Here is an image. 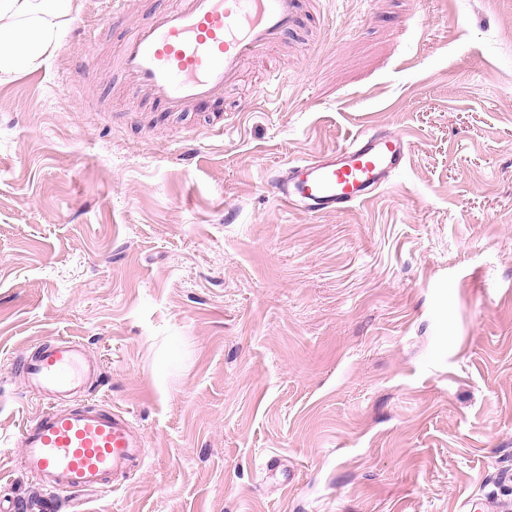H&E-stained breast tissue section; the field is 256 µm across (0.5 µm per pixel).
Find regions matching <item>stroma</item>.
Here are the masks:
<instances>
[{
  "mask_svg": "<svg viewBox=\"0 0 512 512\" xmlns=\"http://www.w3.org/2000/svg\"><path fill=\"white\" fill-rule=\"evenodd\" d=\"M163 4L84 0L0 84V512L512 503V0H321L233 111L178 118L114 59ZM362 127L409 144L386 185L278 202L270 173ZM56 338L143 438L118 487L58 496L16 464L45 404L16 365Z\"/></svg>",
  "mask_w": 512,
  "mask_h": 512,
  "instance_id": "35a3bbf8",
  "label": "stroma"
}]
</instances>
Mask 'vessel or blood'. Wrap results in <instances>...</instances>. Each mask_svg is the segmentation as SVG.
<instances>
[{"instance_id": "b4317fda", "label": "vessel or blood", "mask_w": 512, "mask_h": 512, "mask_svg": "<svg viewBox=\"0 0 512 512\" xmlns=\"http://www.w3.org/2000/svg\"><path fill=\"white\" fill-rule=\"evenodd\" d=\"M303 0H169L131 26L116 53L123 81L171 114L223 100L249 59L275 50L302 30ZM406 140L363 128L337 150L289 163L270 180L279 202L312 213L351 210L404 168ZM21 371L47 409L20 433V463L56 493L93 490L127 474L143 446L125 413L71 403L97 369L81 343L39 345Z\"/></svg>"}]
</instances>
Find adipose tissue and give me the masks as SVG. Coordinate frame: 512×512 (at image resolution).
<instances>
[{"mask_svg": "<svg viewBox=\"0 0 512 512\" xmlns=\"http://www.w3.org/2000/svg\"><path fill=\"white\" fill-rule=\"evenodd\" d=\"M53 10L40 9L38 0H0V83L19 68L54 52L56 20L78 16L83 0H53Z\"/></svg>", "mask_w": 512, "mask_h": 512, "instance_id": "adipose-tissue-1", "label": "adipose tissue"}]
</instances>
